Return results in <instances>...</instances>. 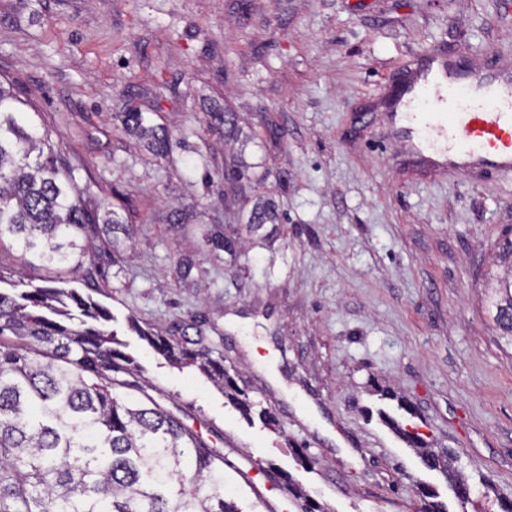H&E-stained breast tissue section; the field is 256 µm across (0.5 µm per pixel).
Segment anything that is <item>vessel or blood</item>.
I'll use <instances>...</instances> for the list:
<instances>
[{
  "label": "vessel or blood",
  "instance_id": "1",
  "mask_svg": "<svg viewBox=\"0 0 512 512\" xmlns=\"http://www.w3.org/2000/svg\"><path fill=\"white\" fill-rule=\"evenodd\" d=\"M399 98L413 157L448 171L512 172V72H472L446 53L415 60Z\"/></svg>",
  "mask_w": 512,
  "mask_h": 512
}]
</instances>
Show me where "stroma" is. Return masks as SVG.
<instances>
[{
  "instance_id": "35a3bbf8",
  "label": "stroma",
  "mask_w": 512,
  "mask_h": 512,
  "mask_svg": "<svg viewBox=\"0 0 512 512\" xmlns=\"http://www.w3.org/2000/svg\"><path fill=\"white\" fill-rule=\"evenodd\" d=\"M443 49L512 70V0H0V78L79 165L87 206L123 216L90 232L107 255L94 283L70 285L109 310L145 390L215 438L245 512H303L292 479L329 512H417L424 484L463 512L382 411L455 453L478 512L512 499V346L482 288L512 175L419 173L384 101ZM128 112L170 134L164 156ZM266 204L276 220L253 231ZM56 275L0 247V288ZM144 330L220 352L277 429Z\"/></svg>"
}]
</instances>
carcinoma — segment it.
Listing matches in <instances>:
<instances>
[{
    "instance_id": "carcinoma-1",
    "label": "carcinoma",
    "mask_w": 512,
    "mask_h": 512,
    "mask_svg": "<svg viewBox=\"0 0 512 512\" xmlns=\"http://www.w3.org/2000/svg\"><path fill=\"white\" fill-rule=\"evenodd\" d=\"M0 82V243L19 246L23 262L82 268L80 238L91 224H120L104 204L87 208L79 167L51 144L49 130L28 123ZM141 127L148 147L168 150V135ZM498 276L485 288L493 321L512 343V239L502 244ZM107 309L59 281L17 295L0 291V512H244L224 493V455L148 393L137 390L134 361L112 347ZM169 363L195 367L242 414L254 404L224 359L211 351L148 336ZM424 466L449 488L467 483L446 450L418 431L396 426ZM418 512H448L432 487Z\"/></svg>"
}]
</instances>
